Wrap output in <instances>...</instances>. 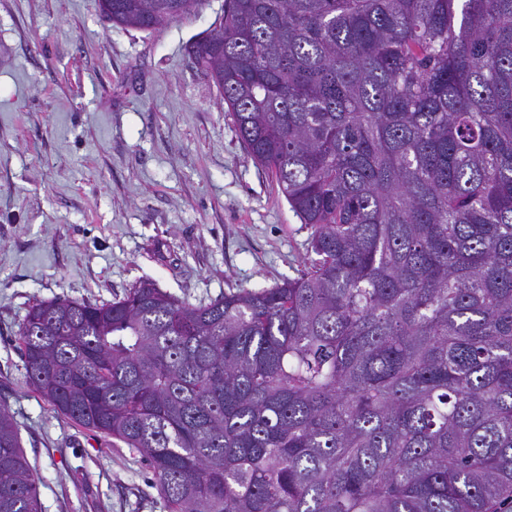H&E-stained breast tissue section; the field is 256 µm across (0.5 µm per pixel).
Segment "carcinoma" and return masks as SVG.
<instances>
[{
	"label": "carcinoma",
	"instance_id": "obj_1",
	"mask_svg": "<svg viewBox=\"0 0 512 512\" xmlns=\"http://www.w3.org/2000/svg\"><path fill=\"white\" fill-rule=\"evenodd\" d=\"M158 31L201 0H100ZM316 259L192 306L145 281L16 332L167 512L512 503V0H224L187 46ZM0 407V512H42Z\"/></svg>",
	"mask_w": 512,
	"mask_h": 512
}]
</instances>
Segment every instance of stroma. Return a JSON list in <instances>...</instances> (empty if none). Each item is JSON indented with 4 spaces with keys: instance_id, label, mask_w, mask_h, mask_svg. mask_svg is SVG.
<instances>
[{
    "instance_id": "obj_1",
    "label": "stroma",
    "mask_w": 512,
    "mask_h": 512,
    "mask_svg": "<svg viewBox=\"0 0 512 512\" xmlns=\"http://www.w3.org/2000/svg\"><path fill=\"white\" fill-rule=\"evenodd\" d=\"M224 0L158 31L95 0H0V405L42 512H166L123 443L58 415L14 342L30 306L149 280L193 306L299 276L311 255L271 175L186 52Z\"/></svg>"
}]
</instances>
